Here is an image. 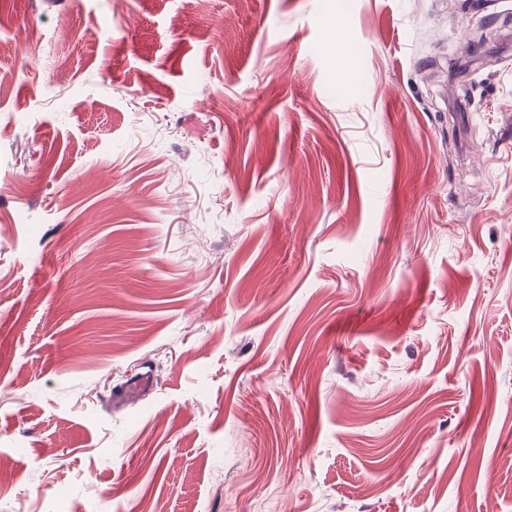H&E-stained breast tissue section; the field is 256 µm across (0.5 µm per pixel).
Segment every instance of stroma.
<instances>
[{
  "label": "stroma",
  "mask_w": 512,
  "mask_h": 512,
  "mask_svg": "<svg viewBox=\"0 0 512 512\" xmlns=\"http://www.w3.org/2000/svg\"><path fill=\"white\" fill-rule=\"evenodd\" d=\"M340 2L0 0V512H512V0ZM153 386V376L151 371L143 373L140 377L128 382L126 385L113 393L114 399L128 400L139 397L143 392Z\"/></svg>",
  "instance_id": "35a3bbf8"
}]
</instances>
